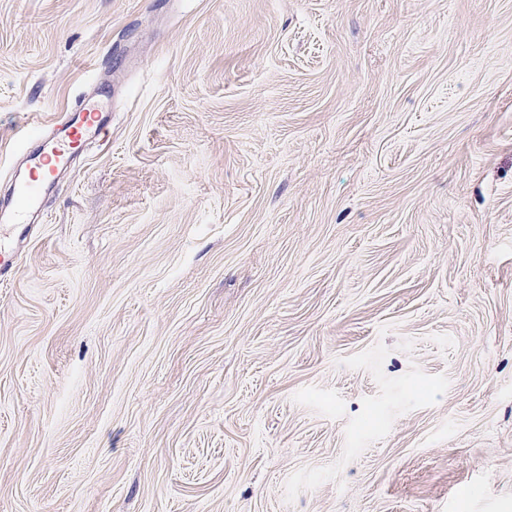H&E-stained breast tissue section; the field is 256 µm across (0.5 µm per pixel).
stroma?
<instances>
[{
  "instance_id": "1",
  "label": "stroma",
  "mask_w": 512,
  "mask_h": 512,
  "mask_svg": "<svg viewBox=\"0 0 512 512\" xmlns=\"http://www.w3.org/2000/svg\"><path fill=\"white\" fill-rule=\"evenodd\" d=\"M83 94L0 512H512V0H0V204Z\"/></svg>"
}]
</instances>
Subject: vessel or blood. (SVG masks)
Listing matches in <instances>:
<instances>
[{
	"mask_svg": "<svg viewBox=\"0 0 512 512\" xmlns=\"http://www.w3.org/2000/svg\"><path fill=\"white\" fill-rule=\"evenodd\" d=\"M106 122V117L95 102L84 100L69 113L63 114L51 129L28 134V141L35 145L29 156L28 176L14 189L13 208L0 212L1 230H10L26 223L29 212L40 199L42 189L55 181L74 149L86 142L89 132H100Z\"/></svg>",
	"mask_w": 512,
	"mask_h": 512,
	"instance_id": "vessel-or-blood-1",
	"label": "vessel or blood"
}]
</instances>
